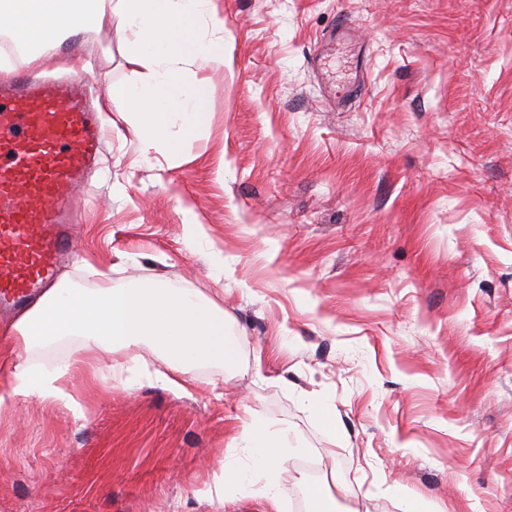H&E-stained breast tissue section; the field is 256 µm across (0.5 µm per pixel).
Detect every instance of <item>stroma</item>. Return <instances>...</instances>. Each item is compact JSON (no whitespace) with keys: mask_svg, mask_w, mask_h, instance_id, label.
I'll use <instances>...</instances> for the list:
<instances>
[{"mask_svg":"<svg viewBox=\"0 0 512 512\" xmlns=\"http://www.w3.org/2000/svg\"><path fill=\"white\" fill-rule=\"evenodd\" d=\"M214 4L224 63L179 158L143 156L109 94L131 76L119 25L26 70L81 80L106 115L61 274L195 289L238 357L183 393L145 353L79 416L13 399L0 512H214L229 469L246 481L223 512H264L231 445L253 412L288 431L281 512H307L309 485L336 512H512V0Z\"/></svg>","mask_w":512,"mask_h":512,"instance_id":"35a3bbf8","label":"stroma"}]
</instances>
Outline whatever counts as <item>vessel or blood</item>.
I'll return each mask as SVG.
<instances>
[{
    "label": "vessel or blood",
    "instance_id": "obj_1",
    "mask_svg": "<svg viewBox=\"0 0 512 512\" xmlns=\"http://www.w3.org/2000/svg\"><path fill=\"white\" fill-rule=\"evenodd\" d=\"M102 126L67 80L18 75L0 85V303L52 287L74 242L67 226Z\"/></svg>",
    "mask_w": 512,
    "mask_h": 512
}]
</instances>
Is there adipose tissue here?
Listing matches in <instances>:
<instances>
[{
	"label": "adipose tissue",
	"instance_id": "adipose-tissue-1",
	"mask_svg": "<svg viewBox=\"0 0 512 512\" xmlns=\"http://www.w3.org/2000/svg\"><path fill=\"white\" fill-rule=\"evenodd\" d=\"M117 19L124 32L130 81L113 86L135 120L132 131L144 153L174 159L204 125L201 106L206 81L199 73L224 62L223 40L202 34V26L224 29L212 0H0V37L10 40L26 63L55 56L72 33L91 32ZM80 342L73 362L51 368L26 361L0 366V406L7 399L35 395L81 412L73 386V364L94 366L100 353L124 351L128 362L110 367L112 378L129 386L143 349L161 355L166 371L154 372L162 386L186 390L200 362L234 363L237 340L229 335L224 311L191 289L159 279H134L121 288L86 289L61 281L34 301L9 326L0 327V349L31 353L56 340ZM264 473V496L279 499L277 477L284 461L283 436L252 415L232 440Z\"/></svg>",
	"mask_w": 512,
	"mask_h": 512
}]
</instances>
